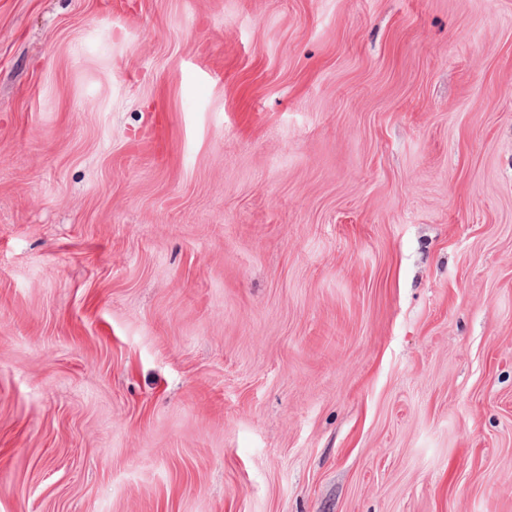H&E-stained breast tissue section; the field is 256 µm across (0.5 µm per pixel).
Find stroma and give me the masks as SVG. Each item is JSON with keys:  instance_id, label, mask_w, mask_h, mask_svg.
Instances as JSON below:
<instances>
[{"instance_id": "1", "label": "stroma", "mask_w": 512, "mask_h": 512, "mask_svg": "<svg viewBox=\"0 0 512 512\" xmlns=\"http://www.w3.org/2000/svg\"><path fill=\"white\" fill-rule=\"evenodd\" d=\"M0 512H512V0H0Z\"/></svg>"}]
</instances>
